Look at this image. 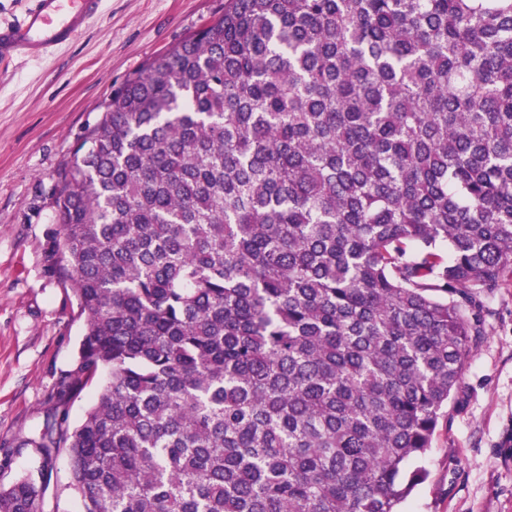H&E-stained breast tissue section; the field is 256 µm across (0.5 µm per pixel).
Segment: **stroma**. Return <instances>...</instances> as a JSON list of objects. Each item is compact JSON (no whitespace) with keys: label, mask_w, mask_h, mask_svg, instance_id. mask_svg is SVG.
Listing matches in <instances>:
<instances>
[{"label":"stroma","mask_w":512,"mask_h":512,"mask_svg":"<svg viewBox=\"0 0 512 512\" xmlns=\"http://www.w3.org/2000/svg\"><path fill=\"white\" fill-rule=\"evenodd\" d=\"M224 0H103L70 44L40 61L0 62V482L37 470L54 414L76 424L95 385L60 391L84 330L53 265L56 179L113 89L212 22ZM487 334L421 465L402 512H512V288L484 298ZM43 512H79L64 493L67 454L50 465Z\"/></svg>","instance_id":"stroma-1"}]
</instances>
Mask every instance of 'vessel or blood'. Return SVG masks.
Returning a JSON list of instances; mask_svg holds the SVG:
<instances>
[{
	"mask_svg": "<svg viewBox=\"0 0 512 512\" xmlns=\"http://www.w3.org/2000/svg\"><path fill=\"white\" fill-rule=\"evenodd\" d=\"M100 7L101 0H31L22 19L0 25V61L47 57L72 41Z\"/></svg>",
	"mask_w": 512,
	"mask_h": 512,
	"instance_id": "vessel-or-blood-1",
	"label": "vessel or blood"
}]
</instances>
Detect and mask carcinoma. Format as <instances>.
<instances>
[{"mask_svg":"<svg viewBox=\"0 0 512 512\" xmlns=\"http://www.w3.org/2000/svg\"><path fill=\"white\" fill-rule=\"evenodd\" d=\"M85 316L0 512H399L512 284V0H224L58 174ZM51 480L44 495L41 507L43 512H54L56 509V493L66 485L69 478V459L66 453L61 452L50 465Z\"/></svg>","mask_w":512,"mask_h":512,"instance_id":"obj_1","label":"carcinoma"}]
</instances>
